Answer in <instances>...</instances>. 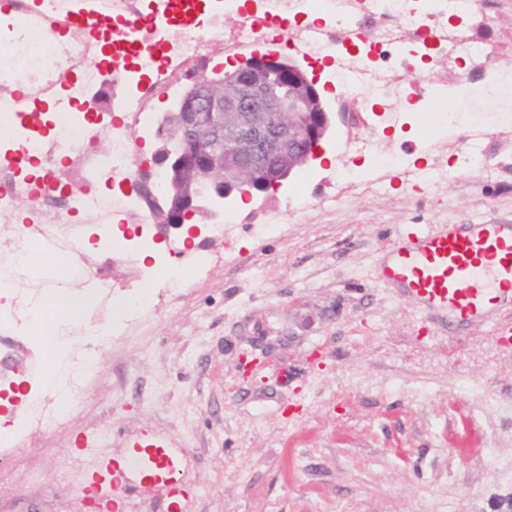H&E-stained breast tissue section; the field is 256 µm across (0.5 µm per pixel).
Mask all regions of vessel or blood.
Returning a JSON list of instances; mask_svg holds the SVG:
<instances>
[{"label":"vessel or blood","mask_w":512,"mask_h":512,"mask_svg":"<svg viewBox=\"0 0 512 512\" xmlns=\"http://www.w3.org/2000/svg\"><path fill=\"white\" fill-rule=\"evenodd\" d=\"M46 30L111 35L112 17L93 26L82 14ZM381 282L398 288L425 313L448 316L449 332L488 323L512 306V224H436L400 232L378 264Z\"/></svg>","instance_id":"1"}]
</instances>
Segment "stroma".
<instances>
[{"mask_svg": "<svg viewBox=\"0 0 512 512\" xmlns=\"http://www.w3.org/2000/svg\"><path fill=\"white\" fill-rule=\"evenodd\" d=\"M495 2L471 34L512 55V0ZM476 123L492 131L491 177L457 161ZM426 124L387 129L388 149L420 169L446 159L447 181L371 166L379 193L335 198L338 122L310 178L237 205L223 232L148 224L149 263L121 240L76 253L112 280L83 319L115 333L104 346L81 338L97 364L63 424L25 429L0 455V512H92L101 499L112 512H512V341L496 334L512 309L452 335L375 271L403 226L512 221V87L475 95L470 122L437 135ZM178 238L209 257L206 271L187 268L182 288L150 294L127 326L112 300L137 298ZM248 353L260 361L245 372ZM91 430L105 435L100 460L120 468L145 438L169 440L192 496L174 505L147 481L76 499L70 477L97 469L77 445Z\"/></svg>", "mask_w": 512, "mask_h": 512, "instance_id": "obj_1", "label": "stroma"}]
</instances>
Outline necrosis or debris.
Returning a JSON list of instances; mask_svg holds the SVG:
<instances>
[{"mask_svg": "<svg viewBox=\"0 0 512 512\" xmlns=\"http://www.w3.org/2000/svg\"><path fill=\"white\" fill-rule=\"evenodd\" d=\"M457 0H221L206 21H199L195 0H151L162 26L144 31L132 42L123 33L140 11L141 0H101L112 16V73L103 77L97 45L82 39L60 41L41 25L43 14L65 21L74 0H13L14 21L0 31V42H19L20 54L0 56V83L25 88L33 98L63 96L68 114L56 127L52 140L15 128L30 158L51 156L66 148L64 162L76 184L54 183L52 190L29 179H11L8 193H0V222L11 223L18 202L27 203L31 216L6 238H0V274L25 283L11 313L21 325L33 300L44 288L24 269L23 256L41 240L52 241L57 251L74 250L80 242V224L47 220L56 207L67 214L93 218L109 230L117 213H124L137 227L127 246L130 254L151 248L144 231L151 210L136 194L113 195L112 185L146 182L155 194L164 191V174L143 167L134 148L138 131L149 130L155 99L169 95L175 82L199 75L215 50L238 55L247 45L275 41L287 28L286 50L321 63L327 81L346 94L349 109L374 117L360 137L342 142L343 154L382 158L386 152L381 127L404 124L407 102L419 111L437 112L439 92L418 90L430 71L478 64L481 90L491 94L512 83V57L495 58L488 46L474 40L464 27L453 24ZM370 16L372 35L354 31L359 16ZM235 26H225V19ZM119 88L112 100L109 120H92L93 91L105 83ZM440 122L446 113L437 112Z\"/></svg>", "mask_w": 512, "mask_h": 512, "instance_id": "necrosis-or-debris-1", "label": "necrosis or debris"}]
</instances>
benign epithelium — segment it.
<instances>
[{"label": "benign epithelium", "instance_id": "1", "mask_svg": "<svg viewBox=\"0 0 512 512\" xmlns=\"http://www.w3.org/2000/svg\"><path fill=\"white\" fill-rule=\"evenodd\" d=\"M348 116L328 111L300 66L280 56L251 55L226 76L190 79L158 123L151 162L164 169L170 204L156 223L182 228L180 214L196 210L204 190L251 198L282 185L317 159L334 118Z\"/></svg>", "mask_w": 512, "mask_h": 512}]
</instances>
